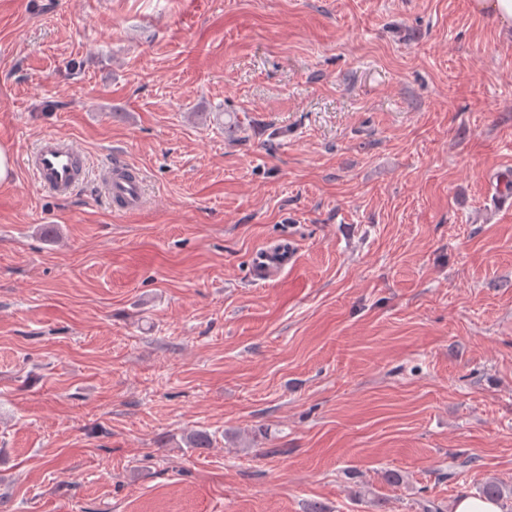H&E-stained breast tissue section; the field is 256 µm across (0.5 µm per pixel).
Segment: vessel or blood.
Here are the masks:
<instances>
[{
    "instance_id": "b4317fda",
    "label": "vessel or blood",
    "mask_w": 512,
    "mask_h": 512,
    "mask_svg": "<svg viewBox=\"0 0 512 512\" xmlns=\"http://www.w3.org/2000/svg\"><path fill=\"white\" fill-rule=\"evenodd\" d=\"M24 165L34 184L41 190L65 197L70 195L89 174L86 153L73 142L49 134L28 154ZM100 181L116 209L132 212L145 202L142 177L120 157L114 158L100 172ZM290 242H280L255 251L252 269L258 279L280 276L294 263Z\"/></svg>"
}]
</instances>
